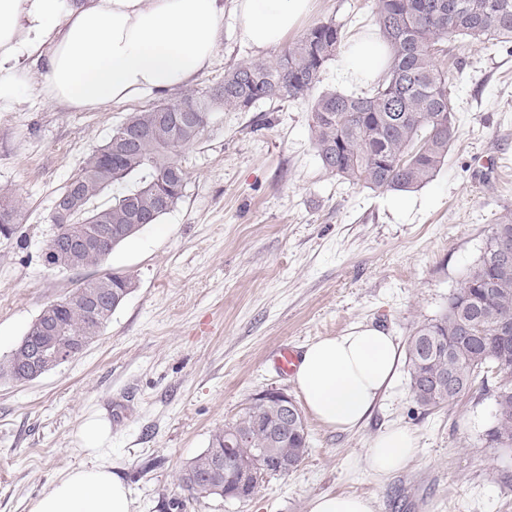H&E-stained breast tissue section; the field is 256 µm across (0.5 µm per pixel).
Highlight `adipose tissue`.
I'll use <instances>...</instances> for the list:
<instances>
[{
  "mask_svg": "<svg viewBox=\"0 0 512 512\" xmlns=\"http://www.w3.org/2000/svg\"><path fill=\"white\" fill-rule=\"evenodd\" d=\"M314 0H0V112L29 91L27 62L43 63L47 100L98 110L191 85L220 45L224 11L233 7L254 48L281 43ZM383 47L355 38L343 48L338 76L358 84L377 78ZM401 352L393 336L358 327L305 347L295 383L305 408L323 425H363L393 383ZM111 427L88 418L79 438L89 459L68 470L29 504L28 512H134L124 481L105 457ZM416 452L403 427L381 432L365 453L369 469L391 474Z\"/></svg>",
  "mask_w": 512,
  "mask_h": 512,
  "instance_id": "obj_1",
  "label": "adipose tissue"
}]
</instances>
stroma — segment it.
<instances>
[{
    "mask_svg": "<svg viewBox=\"0 0 512 512\" xmlns=\"http://www.w3.org/2000/svg\"><path fill=\"white\" fill-rule=\"evenodd\" d=\"M371 33L375 0H315L305 26ZM250 47L233 13L211 66L193 82L205 95L229 67L285 51ZM446 65L459 137L434 180L411 192L372 191L323 169L304 101L215 110L178 157L185 195L157 223L116 248L106 265L136 288L99 340L73 361L25 384L0 381V512L28 503L85 462L78 431L90 415L111 424L107 457L135 512L181 497L176 476L265 389L300 394L275 352L371 326L405 343L439 316L479 257L488 229L512 210V44H448ZM32 92L0 112V186L20 224L0 237V356L48 303L75 288V272L47 269L42 253L53 203L129 113L151 100L77 112ZM492 388L421 408L406 368L367 422L352 431L307 418L310 448L292 472L267 478L249 499L187 502L184 512H309L323 493H357L375 512H512V452L484 439ZM408 428L416 453L380 476L363 462L390 426Z\"/></svg>",
    "mask_w": 512,
    "mask_h": 512,
    "instance_id": "1",
    "label": "stroma"
}]
</instances>
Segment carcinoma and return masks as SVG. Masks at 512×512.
<instances>
[{
  "label": "carcinoma",
  "mask_w": 512,
  "mask_h": 512,
  "mask_svg": "<svg viewBox=\"0 0 512 512\" xmlns=\"http://www.w3.org/2000/svg\"><path fill=\"white\" fill-rule=\"evenodd\" d=\"M372 38L384 45L383 73L364 95L327 89L310 106L311 133L322 166L330 175L373 191H412L429 183L448 159L459 126L449 92L444 60L451 39L473 43L512 42V0H376ZM343 39L332 21L308 28L284 53L241 62L224 73L222 90L206 97L186 93L150 108L131 112L113 134L139 128L149 131L135 149L114 157L113 140L93 149L79 172L83 205L65 235L82 238L116 227L108 253L82 252L67 258L70 271L97 269L72 294L82 300L41 310L11 352L0 357V381L24 384L34 370L48 373L61 366L41 325L57 327L55 339L80 353L96 342L112 315L135 286L134 275L107 269L109 252L143 228L132 224L139 208L156 223L184 197L188 174L177 156L196 142L211 111L249 112L265 100L304 101L322 82L328 62ZM195 109V121L181 130L163 125L160 109ZM112 203L96 205L106 191ZM0 235L10 236L19 209L10 189L0 188ZM409 388L416 403L432 410L452 405L475 385L497 374L496 412L485 435L496 448L512 449V212L490 225L477 262L460 286L448 294V307L421 322L405 347ZM286 409L277 398L251 406L237 419L216 428L208 447L191 458L178 476L179 486L199 501L231 499L235 486L224 484V437L233 428L241 443L232 455L241 469L263 482L274 473L263 458L284 456L301 463L308 454L307 425L278 431Z\"/></svg>",
  "instance_id": "carcinoma-1"
}]
</instances>
